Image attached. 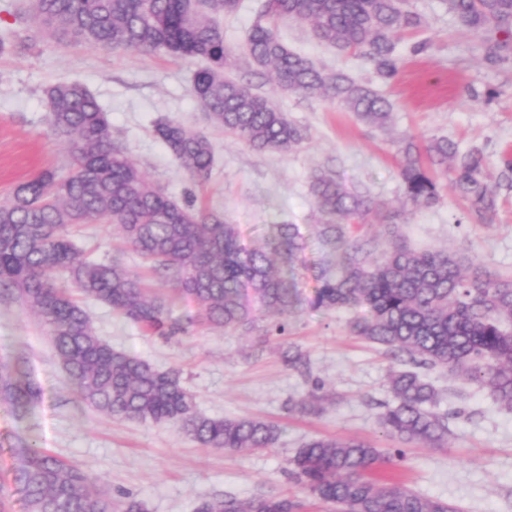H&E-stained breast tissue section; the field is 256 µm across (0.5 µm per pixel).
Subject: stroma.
Returning a JSON list of instances; mask_svg holds the SVG:
<instances>
[{
    "label": "stroma",
    "instance_id": "stroma-1",
    "mask_svg": "<svg viewBox=\"0 0 512 512\" xmlns=\"http://www.w3.org/2000/svg\"><path fill=\"white\" fill-rule=\"evenodd\" d=\"M412 3L427 25L402 37L399 72L386 83L377 81L361 57L320 43L309 25L295 20L278 25L289 49L317 65L374 83L393 104L392 122L384 131L362 124L324 98L280 91L267 72L236 56L227 75L269 98L308 136L292 152H257L209 125L191 91L202 60L55 42L27 22L29 0H0V37L11 43L0 53V198L41 169L67 166L66 145L50 125L44 90L77 82L107 113L128 156L169 196L222 213L237 225L246 245L269 236L275 224L299 225L304 236L297 278L300 301L284 337L195 324L167 339L146 333L101 302L85 304L97 335L113 348L162 371L180 370L204 414L277 424L280 438L272 448L229 454L201 447L175 425L105 415L73 393L41 320L20 301L0 300V362L16 366L41 390L20 419L0 401V502L6 512H26L12 481L14 448L21 438L92 473L98 491L114 503L128 493L144 501L147 512H194L200 500L228 495L299 494L289 478L288 461L315 436L359 437L381 449L393 447L377 420L380 403L392 399L391 360L382 348L352 334L354 311L325 312L309 305L313 276L328 259L317 232L311 175L318 169L334 172L348 187L366 188L376 202L399 209L400 134L446 136L461 149L480 148L495 174L501 158L512 152V68H486L477 50L480 32L463 28L440 0ZM419 40L430 41L431 48L412 55L408 47ZM472 89L479 100L469 99ZM161 118L180 120L211 139L215 162L206 186L185 177L155 136L154 124ZM439 188L440 205L402 222L405 240L416 248H445L477 258L490 270L512 273V194L501 199L496 223L488 229L469 218L449 176H440ZM76 245L98 261L117 259L130 270L141 268L114 225L88 226ZM291 346L307 354L311 377L284 364L282 354ZM428 376L441 392L439 412L451 415L448 443L441 448L410 445L404 461L381 465L380 474L448 500L460 512H512V412L501 410L477 386H459L436 370ZM316 379L335 392V402L318 415L296 410L295 402Z\"/></svg>",
    "mask_w": 512,
    "mask_h": 512
}]
</instances>
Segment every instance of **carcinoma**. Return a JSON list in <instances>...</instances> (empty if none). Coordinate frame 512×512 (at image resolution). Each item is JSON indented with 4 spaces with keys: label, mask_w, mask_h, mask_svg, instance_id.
Wrapping results in <instances>:
<instances>
[{
    "label": "carcinoma",
    "mask_w": 512,
    "mask_h": 512,
    "mask_svg": "<svg viewBox=\"0 0 512 512\" xmlns=\"http://www.w3.org/2000/svg\"><path fill=\"white\" fill-rule=\"evenodd\" d=\"M448 13L483 33L482 59L490 69L512 66V0H443ZM239 0H31L29 20L56 41L68 37L114 51H167L206 65L192 80V94L208 121L260 152H290L305 131L272 102L244 83L224 76L239 53L270 72L283 92L323 97L362 123L385 129L392 102L342 71H325L288 49L277 24L297 20L316 38L374 67L378 80L393 79L400 66L401 35L420 29L425 18L410 0H261L246 42L236 50L224 41L221 18ZM49 122L64 139L68 168L45 169L0 200V294L23 302L47 327L72 391L117 420L182 426L205 448L246 452L272 448L278 425L253 418L202 414L176 371H160L146 360L115 349L97 336L82 302L104 303L152 335L186 330L172 316L174 300L197 306L189 322L209 327L256 328L257 314L280 316L264 335H288L294 312V279L304 250L297 224H275L261 244L240 243L236 225L223 216L181 204L154 185L112 136V124L94 96L77 83L44 91ZM155 132L190 180L209 179L214 150L209 138L163 118ZM399 177L410 210L376 204L365 191L346 187L321 171L311 184L320 232L335 253L336 272L322 268L311 306L331 311L362 309L351 323L354 335L376 344L400 369L391 373L392 402L381 403L378 423L403 445L441 446L448 439V414L434 408L439 390L420 370H443L462 382L488 389L500 408L512 411V276L487 270L477 259L447 249H414L397 234V222L440 203L436 174L452 171V184L477 223L495 224L497 187L512 189V162L498 186L489 181L482 150L465 152L446 137L423 147L412 136L397 140ZM111 223L147 264L160 284L115 260L80 256L74 231ZM380 223L391 239L380 251L351 229ZM283 361L311 376L309 358L297 349ZM39 388L0 365V399L24 414ZM330 398L316 381L295 404L315 413ZM13 480L28 512H112V500L94 491L92 477L19 440ZM404 457L358 438L309 440L290 460V473L306 498L334 512H456L439 499L372 477L378 463ZM305 502L288 496L204 500L195 512H302Z\"/></svg>",
    "instance_id": "1"
}]
</instances>
